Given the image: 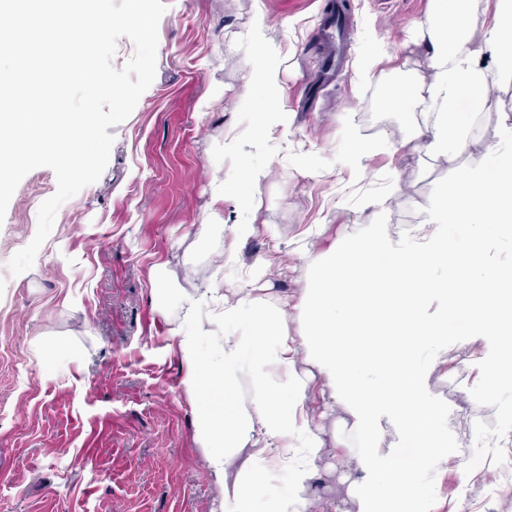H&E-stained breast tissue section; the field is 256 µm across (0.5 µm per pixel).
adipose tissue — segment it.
Returning a JSON list of instances; mask_svg holds the SVG:
<instances>
[{"label": "adipose tissue", "mask_w": 512, "mask_h": 512, "mask_svg": "<svg viewBox=\"0 0 512 512\" xmlns=\"http://www.w3.org/2000/svg\"><path fill=\"white\" fill-rule=\"evenodd\" d=\"M422 28L432 119L393 147L462 154L470 139L461 103L481 104L491 72H512V0H496L491 22L479 0H434ZM260 180L244 166L236 178L214 179L204 224L223 223L225 197L258 191ZM426 224L423 234L394 238L373 216L369 233L309 253L310 328L298 338L288 333L287 302L267 289L180 288L182 384L193 400L224 403L195 420L219 490L215 512H328L311 493L325 445L310 417L319 395L350 420L357 450L346 465L358 512H411L433 498L429 475L448 460V408L428 379L449 333L484 337L487 392L512 390V265L487 256L489 233L512 237V128L484 165L429 203ZM303 359L315 376L298 371ZM386 422L398 429L389 446Z\"/></svg>", "instance_id": "adipose-tissue-1"}]
</instances>
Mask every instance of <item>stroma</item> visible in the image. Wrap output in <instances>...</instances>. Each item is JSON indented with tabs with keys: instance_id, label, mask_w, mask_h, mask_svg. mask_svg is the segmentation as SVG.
I'll list each match as a JSON object with an SVG mask.
<instances>
[{
	"instance_id": "1",
	"label": "stroma",
	"mask_w": 512,
	"mask_h": 512,
	"mask_svg": "<svg viewBox=\"0 0 512 512\" xmlns=\"http://www.w3.org/2000/svg\"><path fill=\"white\" fill-rule=\"evenodd\" d=\"M346 2L353 32L343 69L319 86L313 45L332 0H165L155 79L111 127L106 169L58 208L33 267L14 276L7 264L34 237L38 209L57 188L47 167L22 179L0 222V512H214L218 493L173 335L179 310L150 299L159 273L171 289L199 283L215 253L235 249L223 287L242 286L249 274L268 284L290 304L289 334L301 335L297 304L312 241L362 234L373 199L385 202V232L406 235L440 187L484 163L494 134L512 126L505 79L480 106L469 152H392V140L426 119L414 105L431 71L404 43L433 2ZM260 14L263 41L241 45ZM375 44L384 49L376 75L360 82ZM261 53L277 66V104L289 115L287 126L263 131L251 105ZM388 95L404 109L374 110ZM347 126L373 146L358 168L343 161ZM224 140L231 151L215 153ZM244 164L261 173L259 191L225 198L223 223L201 229L213 176ZM251 222L256 235L232 245L227 225ZM271 260L283 272L269 280ZM483 352L482 337H449L429 377L449 416L448 466L430 475L438 512H512V440L503 437L512 393H486L475 367ZM342 416L320 402L312 408L325 441L313 494L333 512H358L344 466L355 441ZM475 423L484 434L466 441ZM464 447L489 459L480 476L460 462Z\"/></svg>"
}]
</instances>
